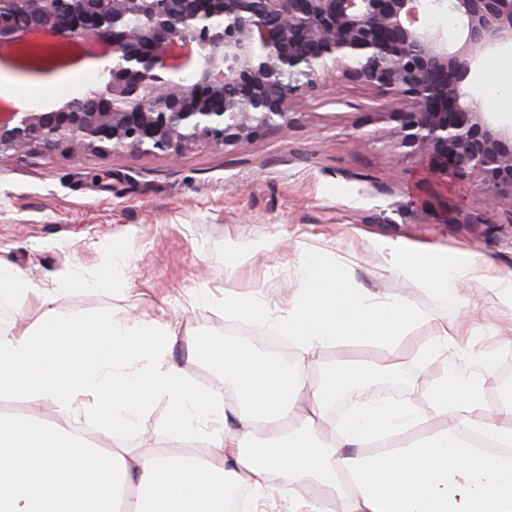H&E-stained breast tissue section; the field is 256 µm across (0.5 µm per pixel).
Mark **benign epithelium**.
Returning a JSON list of instances; mask_svg holds the SVG:
<instances>
[{"label": "benign epithelium", "mask_w": 512, "mask_h": 512, "mask_svg": "<svg viewBox=\"0 0 512 512\" xmlns=\"http://www.w3.org/2000/svg\"><path fill=\"white\" fill-rule=\"evenodd\" d=\"M512 47V0H0V48L27 73L94 59L106 81L48 111L0 113V153L233 152L295 121L338 70L384 90V136L512 201V125L473 92Z\"/></svg>", "instance_id": "1"}]
</instances>
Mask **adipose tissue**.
<instances>
[{"label": "adipose tissue", "mask_w": 512, "mask_h": 512, "mask_svg": "<svg viewBox=\"0 0 512 512\" xmlns=\"http://www.w3.org/2000/svg\"><path fill=\"white\" fill-rule=\"evenodd\" d=\"M477 263L472 255L407 251L400 270L448 303ZM125 268L116 246L105 273L71 263L49 286L0 259V301L17 314L0 328V396L47 402L57 412L52 422L0 417V512H224L234 488L250 491L249 512L276 495L287 498L288 512H512V394L498 409L486 400L499 355L463 340L447 320L401 299L371 302L337 287L322 257L309 254L286 308L256 296L224 300L235 315L272 322L299 356L188 335L195 355L224 377L223 389L202 390L168 357L178 336L170 320L78 315L60 303ZM414 325L432 330L416 351L420 360L453 351L469 366L430 390L427 418L411 402L368 397L382 368L347 353L393 347ZM324 347L338 355L310 381L303 357ZM228 393L237 407H225ZM346 395L355 399L350 412L329 422ZM159 400L168 426L200 435L193 455L117 453L81 429L90 417L106 433L140 432ZM276 474L288 483L273 485Z\"/></svg>", "instance_id": "obj_1"}]
</instances>
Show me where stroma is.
I'll return each mask as SVG.
<instances>
[{
  "mask_svg": "<svg viewBox=\"0 0 512 512\" xmlns=\"http://www.w3.org/2000/svg\"><path fill=\"white\" fill-rule=\"evenodd\" d=\"M103 79L84 59L39 77L0 65V99L25 110L56 108ZM381 91L324 76L294 103L286 129L243 145L233 154L209 145L175 161L163 155L61 150L0 154V257L52 283L70 263L97 272L112 246L128 266L121 292L111 287L62 296L74 312H130L178 320L198 334L239 342L268 354L275 330L225 312L227 296L257 295L285 308L300 285L309 253L322 255L337 283L370 300L400 298L424 310H446L462 335L498 351L512 332V308L487 288L491 277L512 276V202L487 207L475 185L434 171L428 159L402 161L386 142L363 144L376 129ZM478 215L479 228L442 223L445 214ZM264 240L269 249L226 262L224 245ZM473 254L478 264L459 285V304L442 307L433 294L403 279L398 254ZM430 331L409 328L393 352L353 349L355 357L386 364L376 394L427 409L429 388L446 371L465 372L457 354L418 366L415 352ZM167 406L145 418L146 434L106 438L107 448L178 457L192 447L164 430Z\"/></svg>",
  "mask_w": 512,
  "mask_h": 512,
  "instance_id": "1",
  "label": "stroma"
}]
</instances>
